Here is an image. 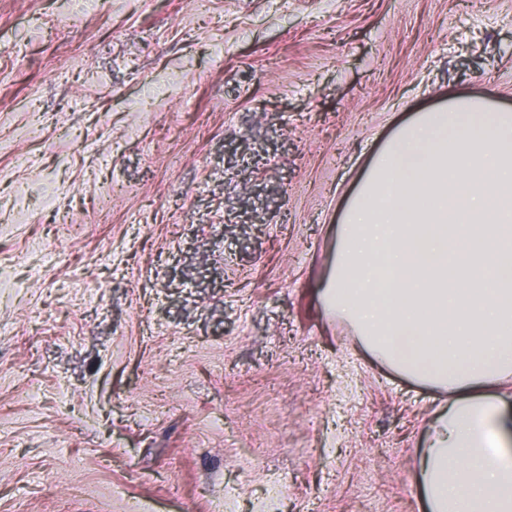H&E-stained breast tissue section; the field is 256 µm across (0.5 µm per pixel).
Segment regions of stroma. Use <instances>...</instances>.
<instances>
[{
	"label": "stroma",
	"mask_w": 512,
	"mask_h": 512,
	"mask_svg": "<svg viewBox=\"0 0 512 512\" xmlns=\"http://www.w3.org/2000/svg\"><path fill=\"white\" fill-rule=\"evenodd\" d=\"M457 97L512 110V0H0V512H425L444 395L319 290Z\"/></svg>",
	"instance_id": "obj_1"
}]
</instances>
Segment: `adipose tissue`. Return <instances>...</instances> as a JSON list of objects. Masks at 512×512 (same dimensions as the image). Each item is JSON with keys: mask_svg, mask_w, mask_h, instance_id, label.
I'll list each match as a JSON object with an SVG mask.
<instances>
[{"mask_svg": "<svg viewBox=\"0 0 512 512\" xmlns=\"http://www.w3.org/2000/svg\"><path fill=\"white\" fill-rule=\"evenodd\" d=\"M381 363L449 393L418 460L429 512H512V112L457 98L380 151L320 290Z\"/></svg>", "mask_w": 512, "mask_h": 512, "instance_id": "adipose-tissue-1", "label": "adipose tissue"}]
</instances>
